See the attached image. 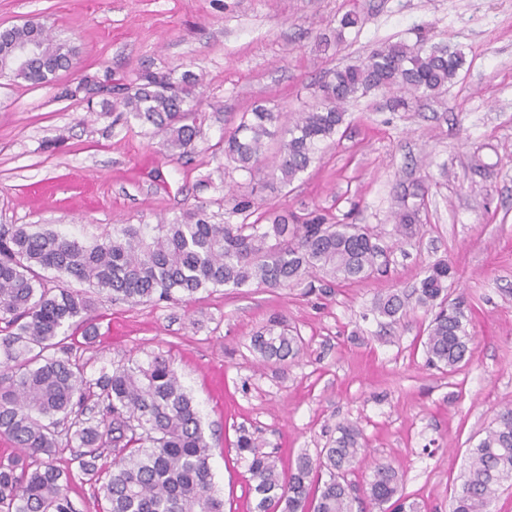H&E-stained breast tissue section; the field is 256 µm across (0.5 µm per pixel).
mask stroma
I'll use <instances>...</instances> for the list:
<instances>
[{
    "label": "stroma",
    "instance_id": "stroma-1",
    "mask_svg": "<svg viewBox=\"0 0 512 512\" xmlns=\"http://www.w3.org/2000/svg\"><path fill=\"white\" fill-rule=\"evenodd\" d=\"M351 10L362 25L337 34ZM30 21L78 56L50 86L0 77V225L46 224L89 242L198 203L223 213L231 188L264 209L368 225L389 248L362 281L221 288L179 305L100 301L73 340L88 377L130 358L169 359L198 404L224 512L254 503L240 431L287 471L345 423L368 442L349 476L357 490L387 464L421 512H448L470 448L512 403V0H0V30ZM420 35L465 55L446 93L408 112L379 109L375 94L358 98L292 185L271 184L267 168L265 189H255L258 180L216 150L255 105L305 111L313 84L336 67ZM147 69L203 80L208 120L189 160H169L136 121L59 95L87 75L130 83ZM417 186L420 222L397 237L393 214ZM439 261L454 269L448 299L461 304L472 338L468 364L454 372L425 363L423 309L396 325L374 311ZM274 317L301 337L298 358L264 362L254 350ZM53 463L74 476L76 512H101L73 447L60 445Z\"/></svg>",
    "mask_w": 512,
    "mask_h": 512
}]
</instances>
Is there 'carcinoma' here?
I'll list each match as a JSON object with an SVG mask.
<instances>
[{
    "label": "carcinoma",
    "mask_w": 512,
    "mask_h": 512,
    "mask_svg": "<svg viewBox=\"0 0 512 512\" xmlns=\"http://www.w3.org/2000/svg\"><path fill=\"white\" fill-rule=\"evenodd\" d=\"M76 48L51 36L46 26L26 23L0 31V75L50 85L73 65ZM465 64L451 46L385 43L361 62L333 71L318 83L317 103L288 117L257 105L218 142L234 168L253 177L265 166L266 140L279 144L275 170L291 184L345 123V104L380 92L392 112L448 89ZM201 77L185 71L145 70L137 81L109 85L86 76L60 95L84 94L90 112H120L151 129L166 156L192 154L203 134ZM403 202L396 230L420 222L424 198ZM221 222L195 205L171 221L125 224L102 242L85 244L51 229L27 224L0 226V435L19 451L0 462V512H73L67 495L73 481L53 464L61 441L76 443L79 471L99 483L103 512H224L214 490L211 446L198 405L172 364L161 355L129 361L87 377L86 363L72 355L66 332L87 322L91 296L72 288H48L42 272L53 271L87 285L111 302L190 301L214 288H286L308 275L360 281L377 270L387 248L366 227L328 224L321 214L301 221L286 210L264 211L251 224L233 218L249 212L250 200L233 196ZM450 264L429 266L414 295L390 293L377 302L380 315L398 324L410 303L432 314L427 326V363L450 372L467 361L465 313L448 303ZM253 347L265 361L300 355V339L272 320ZM112 446L107 468L98 465L103 445ZM237 450L249 462L254 512H353L346 475L367 452L352 423L316 457L302 455L283 476L273 456L250 435ZM327 479H322V475ZM512 483V406L501 408L485 436L469 450L450 512H490L499 491ZM369 498L388 512H418L403 494V476L375 465Z\"/></svg>",
    "instance_id": "1"
}]
</instances>
